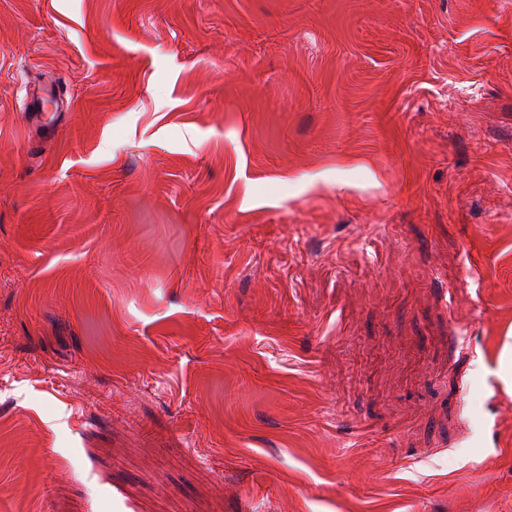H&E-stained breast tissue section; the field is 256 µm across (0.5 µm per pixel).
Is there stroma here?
Instances as JSON below:
<instances>
[{
  "label": "stroma",
  "instance_id": "stroma-1",
  "mask_svg": "<svg viewBox=\"0 0 512 512\" xmlns=\"http://www.w3.org/2000/svg\"><path fill=\"white\" fill-rule=\"evenodd\" d=\"M0 512H512V0H0Z\"/></svg>",
  "mask_w": 512,
  "mask_h": 512
}]
</instances>
